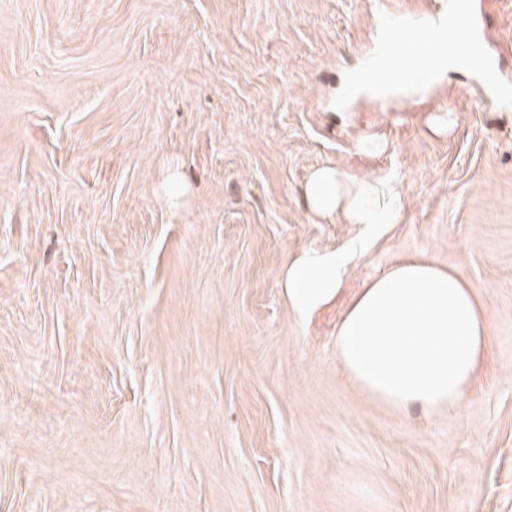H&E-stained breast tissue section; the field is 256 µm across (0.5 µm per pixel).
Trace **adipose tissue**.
<instances>
[{
	"label": "adipose tissue",
	"instance_id": "1",
	"mask_svg": "<svg viewBox=\"0 0 512 512\" xmlns=\"http://www.w3.org/2000/svg\"><path fill=\"white\" fill-rule=\"evenodd\" d=\"M303 197L322 220L377 228L403 218L402 188L391 173L348 176L323 165ZM346 252L305 255L288 269L289 305L309 316L338 294ZM488 324L477 288L452 270L411 258L372 280L347 309L336 337L347 377L374 399L403 408H459L486 357Z\"/></svg>",
	"mask_w": 512,
	"mask_h": 512
}]
</instances>
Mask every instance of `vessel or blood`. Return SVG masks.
Instances as JSON below:
<instances>
[{"mask_svg": "<svg viewBox=\"0 0 512 512\" xmlns=\"http://www.w3.org/2000/svg\"><path fill=\"white\" fill-rule=\"evenodd\" d=\"M476 15V0H448L447 10L429 18L394 13L377 36L379 56L365 71V81L378 87L404 80L432 86L438 68L448 59L449 42L441 36L447 30L454 33L456 44L468 46L463 63L483 76L488 90L512 96V84L502 79Z\"/></svg>", "mask_w": 512, "mask_h": 512, "instance_id": "vessel-or-blood-1", "label": "vessel or blood"}]
</instances>
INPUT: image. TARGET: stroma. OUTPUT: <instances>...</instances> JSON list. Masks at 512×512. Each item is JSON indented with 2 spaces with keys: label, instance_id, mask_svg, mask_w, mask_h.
<instances>
[{
  "label": "stroma",
  "instance_id": "obj_1",
  "mask_svg": "<svg viewBox=\"0 0 512 512\" xmlns=\"http://www.w3.org/2000/svg\"><path fill=\"white\" fill-rule=\"evenodd\" d=\"M377 0H0V512H512V97L451 65L356 99ZM482 28L512 80V0ZM331 164L394 173L331 304L289 265ZM408 257L475 286L488 354L459 409L348 381L351 298Z\"/></svg>",
  "mask_w": 512,
  "mask_h": 512
}]
</instances>
